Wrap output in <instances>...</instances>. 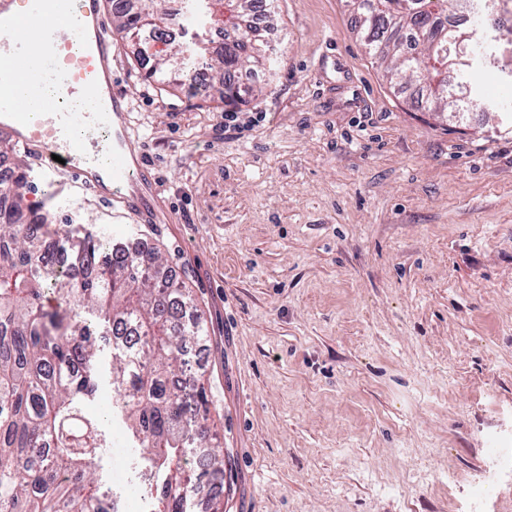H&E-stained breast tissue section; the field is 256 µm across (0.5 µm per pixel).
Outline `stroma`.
Instances as JSON below:
<instances>
[{
  "label": "stroma",
  "mask_w": 512,
  "mask_h": 512,
  "mask_svg": "<svg viewBox=\"0 0 512 512\" xmlns=\"http://www.w3.org/2000/svg\"><path fill=\"white\" fill-rule=\"evenodd\" d=\"M272 40L239 133L189 72L149 78L168 45H122L114 80L169 222L113 223L78 188L23 204L154 244L192 291L224 512H467L486 438L512 442V82L476 65L505 109L455 125L390 85L346 0H280ZM113 396L101 380L89 407L97 471L136 496L149 462Z\"/></svg>",
  "instance_id": "35a3bbf8"
}]
</instances>
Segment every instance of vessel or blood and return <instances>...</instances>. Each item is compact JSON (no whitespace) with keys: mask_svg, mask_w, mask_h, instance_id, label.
I'll list each match as a JSON object with an SVG mask.
<instances>
[{"mask_svg":"<svg viewBox=\"0 0 512 512\" xmlns=\"http://www.w3.org/2000/svg\"><path fill=\"white\" fill-rule=\"evenodd\" d=\"M42 28L24 37L31 17ZM0 134L34 154L44 180L77 186L107 201L115 222L157 224L167 214L155 177L131 142L130 96L111 77L121 51L103 0H0ZM81 94L83 111L56 105L48 92Z\"/></svg>","mask_w":512,"mask_h":512,"instance_id":"vessel-or-blood-1","label":"vessel or blood"}]
</instances>
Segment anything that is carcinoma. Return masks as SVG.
<instances>
[{"instance_id":"cac0c4a2","label":"carcinoma","mask_w":512,"mask_h":512,"mask_svg":"<svg viewBox=\"0 0 512 512\" xmlns=\"http://www.w3.org/2000/svg\"><path fill=\"white\" fill-rule=\"evenodd\" d=\"M192 21L209 24L215 0H189ZM278 0H231L235 22L227 41L209 51L221 75L224 104L243 101L235 74L274 63L261 30L250 24L257 9L267 20ZM369 53L390 82L418 86L433 112L469 107L467 91L448 87V66L466 74L493 55L496 42L476 24L448 25L453 0H350ZM164 0H122L112 7L118 32L135 39L164 35ZM188 44L154 58L150 77L162 80L188 68ZM29 189L21 168L0 181V512H112L111 489L96 475L106 447L100 422L88 412L99 387L98 337L111 335L110 378L114 411L126 423L133 447L146 450L151 467V512H224L219 493H205L224 473V453L212 446L210 400L204 379L193 378L187 346L206 338L195 299L167 279L153 246L138 251L110 246L82 224L61 234L34 210H24ZM55 295L80 307L67 320L47 305ZM205 458L190 479L187 456Z\"/></svg>"}]
</instances>
